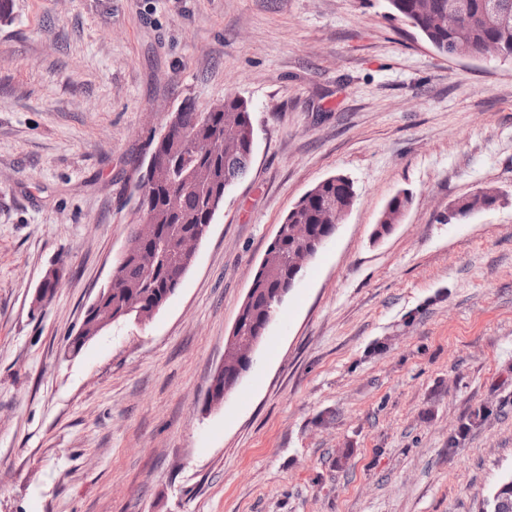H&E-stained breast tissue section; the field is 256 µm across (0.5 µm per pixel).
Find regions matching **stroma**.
Returning a JSON list of instances; mask_svg holds the SVG:
<instances>
[{
  "mask_svg": "<svg viewBox=\"0 0 512 512\" xmlns=\"http://www.w3.org/2000/svg\"><path fill=\"white\" fill-rule=\"evenodd\" d=\"M228 94L250 106L254 154L179 288L149 323L68 353L138 220L151 136ZM336 174L349 213L206 410L269 242ZM485 188L495 209L448 221ZM401 191L411 204L373 239ZM511 473L512 60L442 55L387 0H14L0 512H486ZM489 414L488 410L478 408L464 418L458 427L457 433L448 437V453H454L464 443L472 430L480 428L486 422Z\"/></svg>",
  "mask_w": 512,
  "mask_h": 512,
  "instance_id": "35a3bbf8",
  "label": "stroma"
}]
</instances>
